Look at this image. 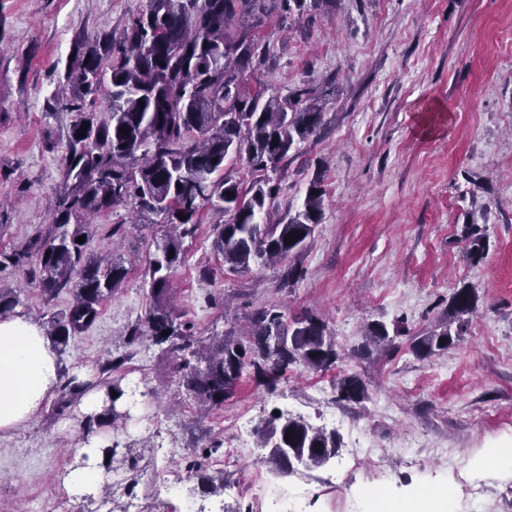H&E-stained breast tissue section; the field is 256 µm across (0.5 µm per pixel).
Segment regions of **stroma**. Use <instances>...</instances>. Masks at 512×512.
Returning <instances> with one entry per match:
<instances>
[{
    "label": "stroma",
    "instance_id": "1",
    "mask_svg": "<svg viewBox=\"0 0 512 512\" xmlns=\"http://www.w3.org/2000/svg\"><path fill=\"white\" fill-rule=\"evenodd\" d=\"M146 0H0V252L52 228V209L75 113L55 99L72 49L85 39L120 37ZM258 34L274 57L248 72L246 91L287 95L303 82H335L324 97L320 132L282 162L274 222L301 208L314 173L326 191L322 220L296 257L303 278L282 287V265L235 273L214 246L218 217L202 210L168 303L198 336L222 333L225 315L246 324L276 303L288 313L322 315L346 356L337 369L294 368L267 392L244 378L234 397L209 412L176 384L173 359L130 339L150 305L146 257L164 219L136 220L131 205L94 217L87 251L121 255L127 279L96 322L56 347L61 379L121 359L142 396L136 414L115 421L119 446L103 488L70 495L63 477L84 422L56 415L52 402L0 434V512H274V500H306L332 476L345 486L308 512H361L359 493L379 486L405 498L450 489L449 512H503L512 470L489 471V452L512 442V0H338L335 10L301 19L273 9ZM74 93V86L64 88ZM486 231L484 259L465 255L464 228ZM121 225L113 234V225ZM36 265L0 273L21 289L17 313L38 324L64 312L61 291L46 301ZM471 285L477 313L459 341L417 357L408 336L393 351L351 355L367 325L404 323L408 335L444 320L456 288ZM355 374L367 400L337 398L338 376ZM335 432L340 450L327 466L273 477L260 435L274 411ZM239 441L240 465L220 482L186 479V450ZM359 447L356 468L346 449ZM134 491H127V484Z\"/></svg>",
    "mask_w": 512,
    "mask_h": 512
}]
</instances>
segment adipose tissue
<instances>
[{"label": "adipose tissue", "mask_w": 512, "mask_h": 512, "mask_svg": "<svg viewBox=\"0 0 512 512\" xmlns=\"http://www.w3.org/2000/svg\"><path fill=\"white\" fill-rule=\"evenodd\" d=\"M58 358L44 332L28 317L0 318V432L19 428L31 420L59 386ZM112 437L101 431L85 437L84 465L64 478L67 491L82 496L99 490L104 448Z\"/></svg>", "instance_id": "ef3b65f1"}]
</instances>
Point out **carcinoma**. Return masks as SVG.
<instances>
[{"instance_id": "cac0c4a2", "label": "carcinoma", "mask_w": 512, "mask_h": 512, "mask_svg": "<svg viewBox=\"0 0 512 512\" xmlns=\"http://www.w3.org/2000/svg\"><path fill=\"white\" fill-rule=\"evenodd\" d=\"M278 1L288 14L299 16L336 6V0H147L145 11L129 22L120 38L78 44L65 79L82 93L57 99L77 119L63 158L54 231L10 253L0 252V269L36 258L47 300L64 288L71 290V304L48 321V335L64 345L95 323L101 305L128 275L124 263L94 257L76 242L90 234L86 217L127 203L144 215L163 217L176 232L153 240L145 270L152 305L130 336L169 344L179 386L198 405L211 409L222 406L245 375L273 392L293 366L325 371L342 359L326 322L312 311L288 316L276 305L263 307L251 317L247 333L232 324L206 346L165 301L171 271L181 260L182 239L194 233L204 207L223 218L213 225V244L233 272L303 252L322 219L325 190L318 175L310 181L301 209L286 223L266 218L279 191L269 173L278 172L289 153L323 125L322 94L308 86L284 98L244 90L246 72L271 56L270 44L251 31ZM102 90L109 112L103 120L95 109ZM85 123L89 127L80 137ZM242 159L259 173L247 189L226 173L227 165ZM293 231L299 233L296 241L285 242ZM464 238L466 257L480 262L485 234L472 223ZM20 303L19 290L0 287V317ZM476 311L474 288L464 284L448 302V318L411 337L412 351L426 358L447 349ZM403 335L398 326L390 331L381 322L371 323L353 352H382L395 347V339ZM66 388L54 405L58 415L80 394L78 385L69 382ZM336 391L343 400L368 398L357 375L339 377ZM116 417L115 407L107 406L85 421V431L110 426ZM266 429L263 447L271 448L269 462L279 475L294 472L299 462L308 468L325 466L338 454L336 435L301 417L273 415Z\"/></svg>"}]
</instances>
